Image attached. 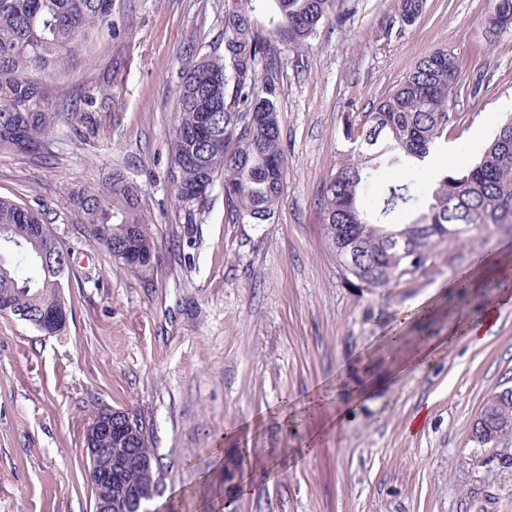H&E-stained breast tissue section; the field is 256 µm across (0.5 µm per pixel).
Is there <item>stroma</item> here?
Masks as SVG:
<instances>
[{
  "mask_svg": "<svg viewBox=\"0 0 512 512\" xmlns=\"http://www.w3.org/2000/svg\"><path fill=\"white\" fill-rule=\"evenodd\" d=\"M488 9L424 0L406 26L399 0H336L347 25L278 46L288 176L273 223H225L217 188L189 224L165 178L174 91L183 47L222 41L224 0H113V30L46 78L94 98L56 130L54 160L0 154V196L56 215L73 313L57 336L0 316V512H92L97 403L149 428L157 512H512V464L469 440L487 395L512 386V227L441 243L371 288L343 277L318 209L346 117L439 49L458 62L463 119L438 164L480 158L512 116V30L488 44ZM116 169L144 189L150 280L117 267L70 201Z\"/></svg>",
  "mask_w": 512,
  "mask_h": 512,
  "instance_id": "obj_1",
  "label": "stroma"
}]
</instances>
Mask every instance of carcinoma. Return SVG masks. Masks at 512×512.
Instances as JSON below:
<instances>
[{"label":"carcinoma","mask_w":512,"mask_h":512,"mask_svg":"<svg viewBox=\"0 0 512 512\" xmlns=\"http://www.w3.org/2000/svg\"><path fill=\"white\" fill-rule=\"evenodd\" d=\"M252 0H224V48L198 54L186 50L175 90V123L167 181L188 220L210 210L216 185L224 189V223L271 224L283 198L288 162L278 101V49L255 28ZM273 33L299 47L331 20L339 24L336 0H270ZM423 0H400L407 26ZM112 28V0H0V153L53 160L54 133L70 123L93 97L60 96L33 79L52 74L100 28ZM512 29V0H490L483 31L493 44ZM459 68L446 50L417 62L403 81L369 112L349 118L344 138L350 147L325 182L319 211L332 253L346 278L385 287L424 266L432 248L491 225L512 226V121H504L482 156L470 167L434 179L426 206L414 182L382 186L367 209L364 200L382 161L415 170L434 156L448 125L462 115L449 111L457 93ZM144 189L122 172L93 190H77L72 202L93 242L115 264L142 278L157 268L155 245L141 202ZM411 217L407 222L399 221ZM54 218L0 197V303L31 315L35 330L56 336L72 308L64 292L70 256L54 235ZM41 236L44 255L30 240ZM128 447L149 449V432ZM476 448H501L512 461V394H489L474 422ZM138 475L112 467V512H135L132 488Z\"/></svg>","instance_id":"carcinoma-1"}]
</instances>
